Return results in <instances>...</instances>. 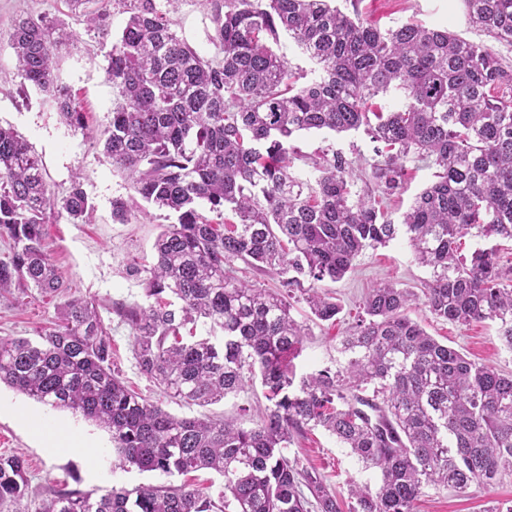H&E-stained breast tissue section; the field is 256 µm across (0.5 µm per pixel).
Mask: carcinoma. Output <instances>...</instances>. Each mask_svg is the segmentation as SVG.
I'll return each mask as SVG.
<instances>
[{
	"mask_svg": "<svg viewBox=\"0 0 512 512\" xmlns=\"http://www.w3.org/2000/svg\"><path fill=\"white\" fill-rule=\"evenodd\" d=\"M128 18L106 75L118 101L101 133L112 164L135 176L148 205L176 216L145 270L147 304L118 314L133 330L142 373L164 394L206 406L260 377V424L176 417L129 389L112 371V335L94 301L73 296L45 246L44 225L83 219L80 181L59 197L39 156L0 126V300L33 286L61 298L40 341L0 337V383L112 432L119 465L160 476L212 470L218 497L170 483L95 496L50 490L35 512H343L314 471L285 454L294 437L321 427L378 474L352 485V512H415L426 486L466 495L512 475V373L477 364L440 343L407 311L419 300L442 321L494 322L512 350V267L497 247L458 252L468 235L512 241V63L446 29L406 22L380 29L332 0H201L223 52L214 62L172 27L156 0H124ZM470 21L512 48V0H463ZM105 8L85 12L106 30ZM286 33L315 65L300 82L273 50ZM66 23L27 16L10 46L20 86L48 94L61 120L86 129L58 76ZM394 92L401 106L377 100ZM364 128L376 148L366 190L340 153L294 171L303 131ZM434 180L395 224L382 203L398 194L409 155ZM236 222L226 224L224 208ZM406 235L429 269L422 295L395 282L373 289L340 339L344 361L296 379L305 329L291 316L301 294L320 321L340 312L315 284L342 279L368 248ZM282 277L269 291L236 277L233 260ZM25 461L0 456V512H26Z\"/></svg>",
	"mask_w": 512,
	"mask_h": 512,
	"instance_id": "1",
	"label": "carcinoma"
}]
</instances>
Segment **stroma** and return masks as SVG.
<instances>
[{
	"instance_id": "obj_1",
	"label": "stroma",
	"mask_w": 512,
	"mask_h": 512,
	"mask_svg": "<svg viewBox=\"0 0 512 512\" xmlns=\"http://www.w3.org/2000/svg\"><path fill=\"white\" fill-rule=\"evenodd\" d=\"M347 15H359L366 22L389 28L408 21L445 29L475 43L490 44L484 32L469 23L462 0H335ZM107 31L88 30L83 17L73 15L67 0H0V71H12L15 64L10 34L19 17L42 15L64 20L72 34L70 44L59 54L60 77L80 102L86 130L64 125L48 98L36 89H20L17 81L0 79V125L13 127L41 158L46 178L57 195H64L73 179H80L93 212L89 223H72L59 215L45 227V243L60 269L69 293L95 300L112 335V367L125 384L175 416L207 415L242 422L250 427L258 419L257 407L265 405L264 389L253 382L238 394L215 404L185 406L166 396L144 375L133 355L129 326L114 313L116 304L145 303L141 276L132 267L147 268L154 261L153 243L161 225L172 223L167 212L139 204L126 223L112 219V203L133 196L128 173L112 165L97 139L109 123L115 95L106 80L108 55L123 28L127 15L122 0H110ZM172 19L179 35L210 59L223 54L210 40L212 26L200 0H182ZM492 44V43H491ZM295 145L305 170V156L322 150L342 153L347 159L367 165L375 156L374 144L364 130L343 133L310 131L298 135ZM407 181L403 192L387 201L385 208L393 222L417 194L427 187L434 168L409 156L405 162ZM430 272L414 259L405 236L387 245L366 250L353 262L346 276L335 283L321 282L341 305L336 323L315 320L306 302L295 303L292 317L306 330L301 354L294 359L297 376L325 368H336L341 359L339 341L354 320L360 303L376 286L391 281L403 288L421 291ZM57 298L29 290L21 303L0 308V337L37 338L55 321ZM409 317L421 324L441 343L469 360L512 372V350L507 349L496 325L451 324L433 319L423 305L413 306ZM22 455L30 484V498L40 503L49 489H79L105 493L112 488L131 489L158 483L159 478L135 468L114 464L111 432L83 415L54 409L0 384V455ZM289 459L317 471L338 495H346L350 484L375 485L372 471L342 448L334 436L316 428L298 437L287 448ZM512 505V476L487 490L460 495L451 490L425 488L417 512H485L489 503Z\"/></svg>"
}]
</instances>
